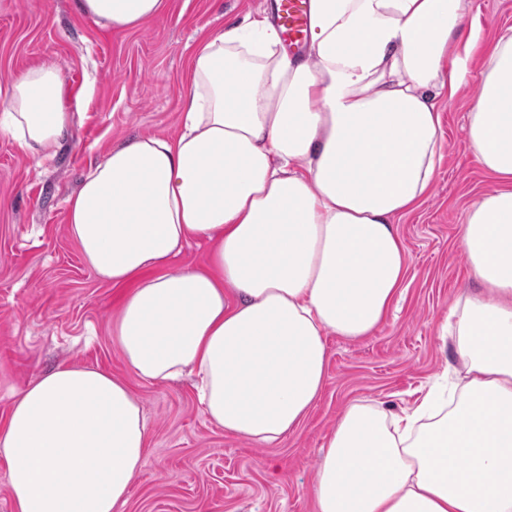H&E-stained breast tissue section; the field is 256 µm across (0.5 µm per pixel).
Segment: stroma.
Returning <instances> with one entry per match:
<instances>
[{"instance_id": "stroma-1", "label": "stroma", "mask_w": 512, "mask_h": 512, "mask_svg": "<svg viewBox=\"0 0 512 512\" xmlns=\"http://www.w3.org/2000/svg\"><path fill=\"white\" fill-rule=\"evenodd\" d=\"M165 2L141 27L115 30L79 14L75 0H0V86L54 59L73 114L62 149L42 168L0 132V415L60 364L123 374L111 334L118 293L82 262L65 200L120 140L178 133L194 47L265 8V0ZM473 2L487 40L512 28V0ZM476 82L469 76L453 99H440L436 179L423 203L396 221L409 273L395 315L362 340L327 336L326 385L299 429L274 445L209 425L191 379L134 383L150 448L124 512H316L310 488L320 445L343 408L364 400L394 412L412 407L456 366L440 327L458 296L476 286L460 226L469 204L498 186L467 146Z\"/></svg>"}]
</instances>
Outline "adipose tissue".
Segmentation results:
<instances>
[{"label": "adipose tissue", "instance_id": "adipose-tissue-1", "mask_svg": "<svg viewBox=\"0 0 512 512\" xmlns=\"http://www.w3.org/2000/svg\"><path fill=\"white\" fill-rule=\"evenodd\" d=\"M165 0H77L134 29ZM472 0H309L292 56L268 13L199 42L176 136H136L67 199L84 264L121 289L112 343L127 378L61 365L0 419L13 512H122L149 448L132 381L195 379L211 425L263 445L297 430L327 378V333L386 324L407 279L394 220L430 191L455 96L484 39ZM61 67L0 88V132L35 166L71 126ZM467 142L502 182L460 244L482 289L449 311L465 375L414 409L350 404L323 445L317 512H512V32L480 70ZM192 242L205 265L175 267Z\"/></svg>", "mask_w": 512, "mask_h": 512}]
</instances>
